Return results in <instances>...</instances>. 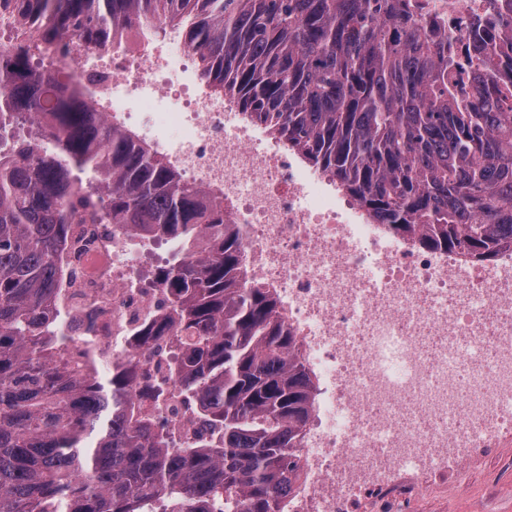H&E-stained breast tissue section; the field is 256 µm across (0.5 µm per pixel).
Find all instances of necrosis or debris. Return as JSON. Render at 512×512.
<instances>
[{
	"label": "necrosis or debris",
	"mask_w": 512,
	"mask_h": 512,
	"mask_svg": "<svg viewBox=\"0 0 512 512\" xmlns=\"http://www.w3.org/2000/svg\"><path fill=\"white\" fill-rule=\"evenodd\" d=\"M426 42L452 34L460 61L484 51L505 0H400ZM104 54L71 41L56 66L94 106L207 195L244 243L250 287L286 300L284 320L314 383L299 479L285 512H408L423 477L512 434V251L461 261L368 223L359 203L223 95L186 78L185 44L144 49L134 34ZM151 243L77 211L61 305L69 344L93 340V369L131 352L160 316ZM142 400L174 444L203 423L178 385Z\"/></svg>",
	"instance_id": "1"
}]
</instances>
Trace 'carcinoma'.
Wrapping results in <instances>:
<instances>
[{
    "label": "carcinoma",
    "mask_w": 512,
    "mask_h": 512,
    "mask_svg": "<svg viewBox=\"0 0 512 512\" xmlns=\"http://www.w3.org/2000/svg\"><path fill=\"white\" fill-rule=\"evenodd\" d=\"M19 36L112 50L122 31L179 29L200 80L264 124L377 224L419 247L490 261L512 248V87L478 105L449 85L396 0H0ZM468 60L475 71L495 61ZM88 91L0 50V512H282L299 478L312 379L274 294L239 281L244 246L208 199L109 125ZM39 124L38 138L23 134ZM107 222L171 242L160 318L170 378L208 434L177 448L133 399L132 358L92 375L60 362L74 173Z\"/></svg>",
    "instance_id": "1"
}]
</instances>
